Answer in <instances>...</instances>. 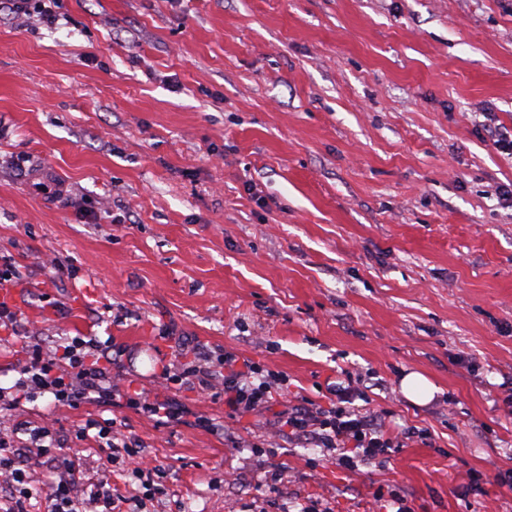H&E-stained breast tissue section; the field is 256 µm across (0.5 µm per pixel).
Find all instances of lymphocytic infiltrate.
I'll use <instances>...</instances> for the list:
<instances>
[{
	"label": "lymphocytic infiltrate",
	"instance_id": "obj_1",
	"mask_svg": "<svg viewBox=\"0 0 512 512\" xmlns=\"http://www.w3.org/2000/svg\"><path fill=\"white\" fill-rule=\"evenodd\" d=\"M81 340L57 346L53 356L33 351L12 387L14 400L35 401L52 395L55 403L75 404L91 396H112L115 386L99 363L89 361ZM224 405L231 412L263 409L272 388L284 384L282 374L260 364L241 361L225 352ZM352 386L337 385L329 406L301 403L289 406L282 424L296 437L332 454L337 465L353 471L359 463L382 459L412 439L427 440L422 429L387 428L381 417L350 408ZM48 468L51 480L44 497L32 489L36 469ZM11 470L13 481H0V512H124L127 496L113 492L111 482L89 477L81 460L58 443L48 428L30 432L16 443L0 433V473Z\"/></svg>",
	"mask_w": 512,
	"mask_h": 512
}]
</instances>
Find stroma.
Masks as SVG:
<instances>
[{"label": "stroma", "mask_w": 512, "mask_h": 512, "mask_svg": "<svg viewBox=\"0 0 512 512\" xmlns=\"http://www.w3.org/2000/svg\"><path fill=\"white\" fill-rule=\"evenodd\" d=\"M53 9L0 11V385L26 337L79 336L181 417L45 396L6 433L50 426L128 495L133 462L100 470L87 427L111 423L159 468L155 512H512L493 479L512 468V155L482 127L512 128V0ZM227 349L287 389L232 415L177 380ZM412 371L427 404L401 391ZM343 379L428 443L351 472L289 436L280 412ZM403 393L415 403H426L437 391L436 386L423 374L411 372L401 380Z\"/></svg>", "instance_id": "35a3bbf8"}]
</instances>
